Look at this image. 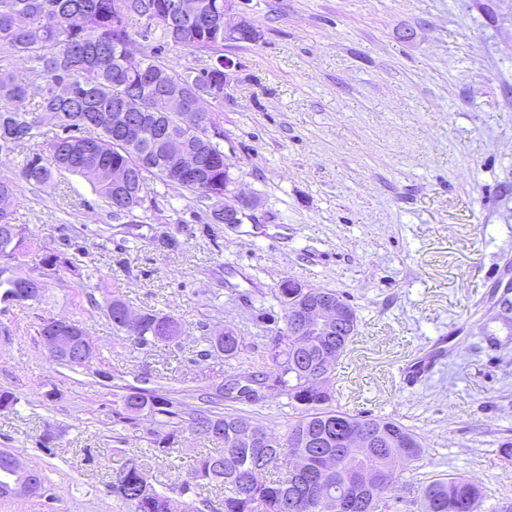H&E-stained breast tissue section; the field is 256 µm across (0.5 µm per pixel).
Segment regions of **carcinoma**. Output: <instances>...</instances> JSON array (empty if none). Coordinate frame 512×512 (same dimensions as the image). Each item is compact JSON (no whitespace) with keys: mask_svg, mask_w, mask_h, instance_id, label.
Listing matches in <instances>:
<instances>
[{"mask_svg":"<svg viewBox=\"0 0 512 512\" xmlns=\"http://www.w3.org/2000/svg\"><path fill=\"white\" fill-rule=\"evenodd\" d=\"M125 12L115 0H0V58H17L25 63L30 77L42 80L39 100L28 107L30 82L18 80L0 68V155L10 154L20 145L37 146L24 162L20 177L34 186L46 184L56 172L83 177L99 195L114 220L139 223L138 212L146 200L145 174L159 178L165 185L187 191L205 204L209 217L224 218V130L206 112V122L219 139L211 142L192 135L183 142L197 150L205 162L197 173H177L175 158L165 143L144 140L137 151H129L112 131V105L126 103L129 112H147L156 91L169 95V104L160 113V121L169 134L183 132L182 113L189 98L207 103L224 101V25L211 18L224 14V0H199L195 18L174 32L159 16V0H128ZM155 37L157 45L135 56L129 51L133 37ZM172 44L203 52L208 66L179 71L166 63L162 49ZM55 121L61 133L49 138L45 119ZM137 174L134 190L124 202L115 200L112 166ZM26 248L21 225L14 223L13 210L0 207V300L12 301L22 287L12 269ZM74 267L66 253H50L41 259L40 275L50 277ZM301 296L299 288H279L275 297L283 311V325L268 330L267 354L273 371L242 368L217 388L211 402L227 398L252 402L257 387H277L290 400L298 415L288 422L282 434H270L276 441L273 451L264 454L241 437L244 428L254 425L247 415L201 410L184 417L181 403L158 389L130 387L120 397L115 417L135 427L145 414L156 417L163 431L151 432L153 450L171 453L179 434L189 431L220 444V448L197 460L187 477L179 479L182 494L205 481L224 489V512H328L316 502L313 493L316 478L326 473L340 447L336 444V426L345 431L378 433L381 448L370 464L383 470L389 458L398 453L394 443L408 440L410 461L422 458L419 436L393 419L354 415L332 404L328 380L310 381L307 370L326 350L345 352L351 337L337 336L325 342L315 336H298L292 320V308ZM127 303L114 296L108 302L112 328L133 344L148 346L156 341H172L182 333L181 319L155 310L141 313L138 330L123 329L120 312ZM308 344L301 355L300 343ZM244 351V342L229 330L210 341L203 357L214 354L235 360ZM301 455L307 461L300 477L289 467V457ZM120 483L112 484V493L132 512H199L196 501L180 504L156 490L141 485V470L129 461L121 469ZM270 477H265V474ZM348 474H334L327 491L331 498L346 500ZM417 495L423 512H473L481 490L464 477L448 481L433 479L416 484L400 471L390 476L377 491L368 492L361 512H401Z\"/></svg>","mask_w":512,"mask_h":512,"instance_id":"cac0c4a2","label":"carcinoma"}]
</instances>
